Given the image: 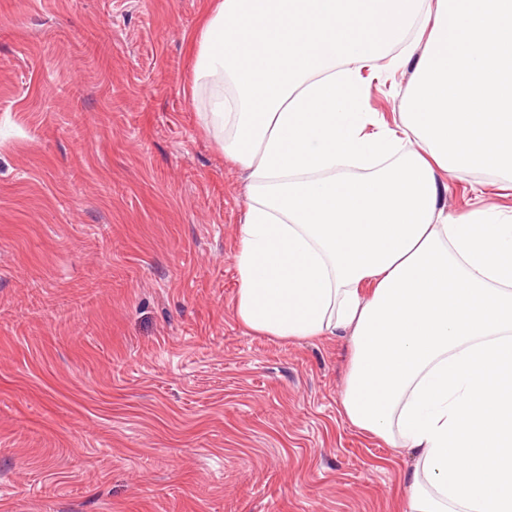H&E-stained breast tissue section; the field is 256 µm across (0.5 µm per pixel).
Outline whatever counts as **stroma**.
<instances>
[{
	"mask_svg": "<svg viewBox=\"0 0 512 512\" xmlns=\"http://www.w3.org/2000/svg\"><path fill=\"white\" fill-rule=\"evenodd\" d=\"M206 7L0 0V512H404L412 453L341 413L347 337L235 318ZM410 75L381 69L368 111L398 122ZM448 186L450 213L512 211L490 169Z\"/></svg>",
	"mask_w": 512,
	"mask_h": 512,
	"instance_id": "1",
	"label": "stroma"
}]
</instances>
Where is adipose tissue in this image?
Masks as SVG:
<instances>
[{"label":"adipose tissue","mask_w":512,"mask_h":512,"mask_svg":"<svg viewBox=\"0 0 512 512\" xmlns=\"http://www.w3.org/2000/svg\"><path fill=\"white\" fill-rule=\"evenodd\" d=\"M192 42L246 174L238 321L350 337L342 413L413 452L407 512H512V222L440 203L482 161L512 190V0H216ZM396 46L391 126L361 73Z\"/></svg>","instance_id":"adipose-tissue-1"}]
</instances>
